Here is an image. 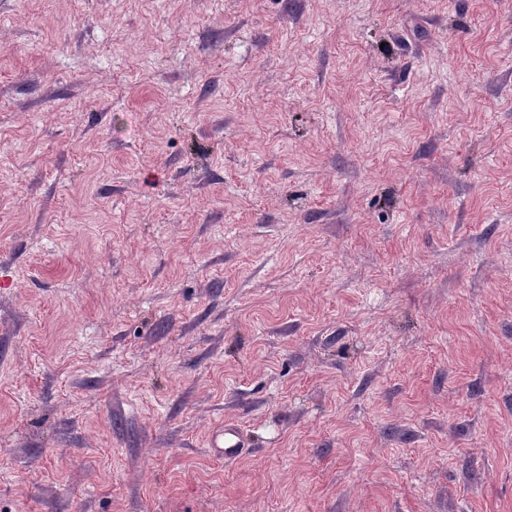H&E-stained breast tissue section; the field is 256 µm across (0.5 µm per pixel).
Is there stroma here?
Masks as SVG:
<instances>
[{
	"instance_id": "35a3bbf8",
	"label": "stroma",
	"mask_w": 512,
	"mask_h": 512,
	"mask_svg": "<svg viewBox=\"0 0 512 512\" xmlns=\"http://www.w3.org/2000/svg\"><path fill=\"white\" fill-rule=\"evenodd\" d=\"M0 512H512V0H0ZM250 445L248 435L241 428L224 424V428L215 433L211 447L217 448L218 454L224 455V460H230L239 456Z\"/></svg>"
}]
</instances>
